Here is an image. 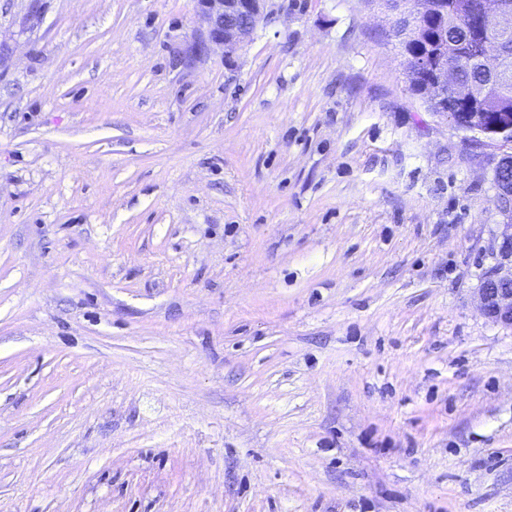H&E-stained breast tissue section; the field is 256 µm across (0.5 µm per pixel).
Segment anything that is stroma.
I'll return each mask as SVG.
<instances>
[{
  "label": "stroma",
  "mask_w": 512,
  "mask_h": 512,
  "mask_svg": "<svg viewBox=\"0 0 512 512\" xmlns=\"http://www.w3.org/2000/svg\"><path fill=\"white\" fill-rule=\"evenodd\" d=\"M383 0H0V512H512L496 149ZM197 14L206 23L205 33L195 40L187 54L200 56L211 45L222 47L224 59L230 60L252 39L259 24L283 7L278 0H195ZM243 21V22H242ZM427 78V98L432 99L434 102L448 96V92H453L454 96H462V94L467 93V90L461 91L459 86L454 83L448 74L447 66L443 62L434 67L431 75H428Z\"/></svg>",
  "instance_id": "1"
}]
</instances>
